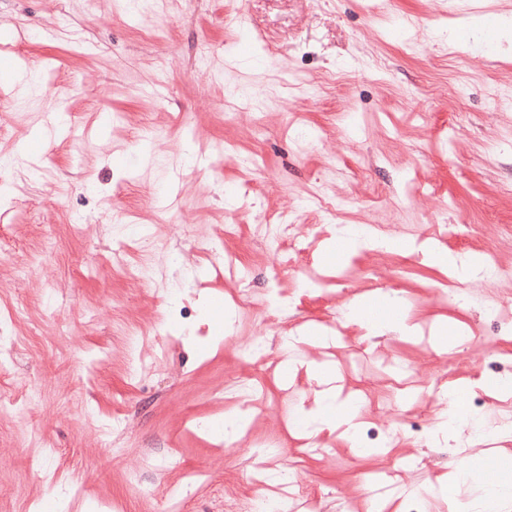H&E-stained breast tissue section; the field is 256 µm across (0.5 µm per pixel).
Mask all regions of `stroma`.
<instances>
[{"label":"stroma","instance_id":"obj_1","mask_svg":"<svg viewBox=\"0 0 512 512\" xmlns=\"http://www.w3.org/2000/svg\"><path fill=\"white\" fill-rule=\"evenodd\" d=\"M153 8L154 33L144 38L123 0H0V157L11 161L0 168V340L13 347L0 400L20 399L22 380L45 394L32 412H0V512L45 507L61 491L68 512H138L127 475L176 484L163 465L172 454L210 475L187 496V512H224L253 468L200 424L224 416L219 393L236 394L245 371L237 348L255 336L274 288L292 298L280 336L341 327L330 345L302 344L288 376H259L266 404L252 413L254 436L283 448L274 468L292 463L296 479L323 493L324 512H374L368 472L410 455L417 465L401 496L425 500L428 512H448L439 489L455 464L472 482L512 484V437L496 439L491 462L473 463L456 441L424 445L436 422L427 397L403 401L397 426L383 405L389 362L425 381L447 365L450 386L471 388V413L499 416L491 353L512 330L485 313L484 280L457 282L456 298L446 297L447 269L416 246L480 255L493 245L512 263V237L500 234L512 225V194L501 191L512 185V106L496 108L485 94L512 85V42L499 26L512 18V0H380L375 10L365 0H155ZM389 15L402 25L387 29ZM242 31L252 42L239 41ZM370 61L384 79L366 74ZM299 70L345 79L310 95L282 87ZM457 84L462 92L451 96ZM227 142L262 155L264 170L250 177L220 162ZM319 190L347 200L338 223L382 225L400 245L361 254L345 281L312 292L300 272L277 267L254 219L273 224L298 212L308 267L325 274L336 264L326 258L331 230L309 204ZM437 220L450 225L439 241L429 233ZM228 222L237 226L230 237ZM122 224L162 244L156 283L129 275L140 254L113 267ZM173 252L182 267L167 264ZM230 258L248 268L246 281L225 273ZM393 294L421 329L413 343L365 342L362 325L342 317L354 296ZM16 308L24 314L14 320ZM228 309L230 339L219 329ZM440 326L465 333L466 345L438 346ZM136 351L157 357L149 376H130ZM76 355L94 368L75 375ZM345 358L338 383L364 403L357 442L327 429L317 453H305L293 412L317 399L309 363ZM65 396L74 404L63 412ZM116 416L129 449L115 459L105 445ZM46 443L57 456L43 455Z\"/></svg>","mask_w":512,"mask_h":512}]
</instances>
